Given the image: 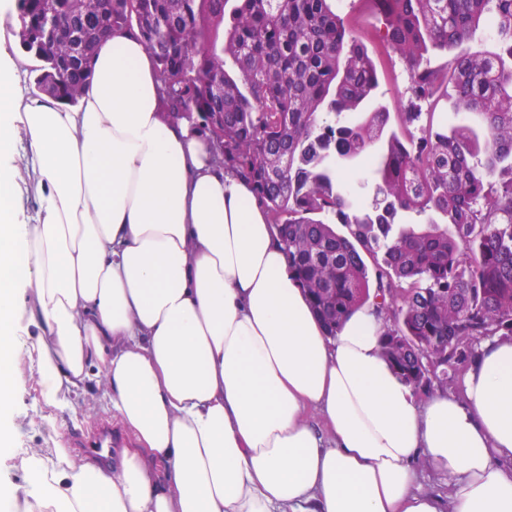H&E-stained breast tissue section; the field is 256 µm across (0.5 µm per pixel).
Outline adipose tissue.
<instances>
[{
	"label": "adipose tissue",
	"instance_id": "1",
	"mask_svg": "<svg viewBox=\"0 0 512 512\" xmlns=\"http://www.w3.org/2000/svg\"><path fill=\"white\" fill-rule=\"evenodd\" d=\"M26 63L0 49V447L26 380L62 412L99 373L122 445L23 458L13 512H512V341L482 343L463 397L416 395L377 300L325 335L137 34L101 39L74 108L26 94ZM420 457L450 504L415 490Z\"/></svg>",
	"mask_w": 512,
	"mask_h": 512
}]
</instances>
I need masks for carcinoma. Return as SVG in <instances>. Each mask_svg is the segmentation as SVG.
Masks as SVG:
<instances>
[{"label": "carcinoma", "instance_id": "cac0c4a2", "mask_svg": "<svg viewBox=\"0 0 512 512\" xmlns=\"http://www.w3.org/2000/svg\"><path fill=\"white\" fill-rule=\"evenodd\" d=\"M366 2L410 74L412 107L451 90L483 135L432 111L400 112L392 129L375 62L329 0H16V37L42 62L38 91L74 104L100 39L137 30L165 111L194 119L217 162L253 184L327 333L379 299L382 355L420 394L426 366L453 383L482 341L512 340V0ZM488 23L499 51L472 50ZM433 49L454 51L453 67L424 66ZM375 144V195L360 209L338 171ZM409 213L448 227L393 233Z\"/></svg>", "mask_w": 512, "mask_h": 512}]
</instances>
